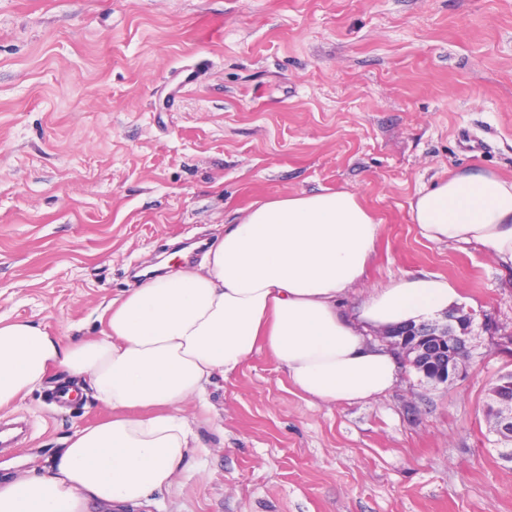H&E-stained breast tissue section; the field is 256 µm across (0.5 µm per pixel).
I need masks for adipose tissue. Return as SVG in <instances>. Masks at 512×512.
<instances>
[{
  "instance_id": "ef3b65f1",
  "label": "adipose tissue",
  "mask_w": 512,
  "mask_h": 512,
  "mask_svg": "<svg viewBox=\"0 0 512 512\" xmlns=\"http://www.w3.org/2000/svg\"><path fill=\"white\" fill-rule=\"evenodd\" d=\"M410 216L426 240L480 243L512 263V180L450 176L419 192ZM380 228L353 192L281 195L226 224L200 267L112 299L100 335L67 344L42 325L0 317V408L58 371L112 413L75 430L46 474L0 480V512L136 506L172 487L194 440L185 406L262 349L316 401L384 395L398 364L364 329L432 320L460 296L444 276L414 277L374 289L347 316L340 302L363 285Z\"/></svg>"
}]
</instances>
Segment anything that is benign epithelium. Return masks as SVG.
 Listing matches in <instances>:
<instances>
[{
  "label": "benign epithelium",
  "instance_id": "benign-epithelium-1",
  "mask_svg": "<svg viewBox=\"0 0 512 512\" xmlns=\"http://www.w3.org/2000/svg\"><path fill=\"white\" fill-rule=\"evenodd\" d=\"M376 336L406 364L431 356L433 366L427 379L434 384L446 383L462 375L472 352V336L461 328L455 316L446 317V323L435 329L419 325L412 332L400 335L383 329ZM491 428L501 438L512 437L511 398H502L498 418L492 421Z\"/></svg>",
  "mask_w": 512,
  "mask_h": 512
}]
</instances>
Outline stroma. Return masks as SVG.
Returning a JSON list of instances; mask_svg holds the SVG:
<instances>
[{
  "instance_id": "35a3bbf8",
  "label": "stroma",
  "mask_w": 512,
  "mask_h": 512,
  "mask_svg": "<svg viewBox=\"0 0 512 512\" xmlns=\"http://www.w3.org/2000/svg\"><path fill=\"white\" fill-rule=\"evenodd\" d=\"M512 180V0H0V315L64 338L144 272L198 267L236 211L321 190L381 222L374 289L437 274L473 318L449 384L400 368L382 398L313 401L261 351L187 407L170 490L128 512H512L484 413L512 373V266L425 240L419 191ZM51 387L0 410L26 431L0 476L42 471L109 412Z\"/></svg>"
}]
</instances>
